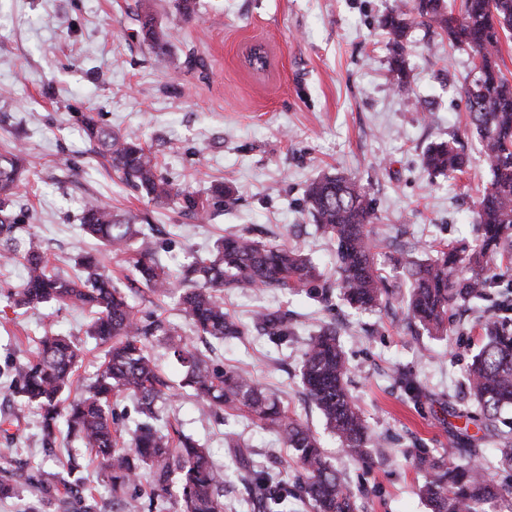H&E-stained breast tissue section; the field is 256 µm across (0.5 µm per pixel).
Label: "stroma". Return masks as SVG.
<instances>
[{
  "label": "stroma",
  "instance_id": "obj_1",
  "mask_svg": "<svg viewBox=\"0 0 512 512\" xmlns=\"http://www.w3.org/2000/svg\"><path fill=\"white\" fill-rule=\"evenodd\" d=\"M139 0H0V89L13 98L0 110V153L16 144L27 149L31 170L13 198L22 229L17 245L38 234L56 272L74 275L77 259L102 256L113 282L136 311H154L180 322L177 293L159 297L134 284L133 269L85 235L80 209L88 196L121 213L145 218L170 270L206 254L220 237L246 232L300 246L325 274L333 272V247L317 234L304 204L307 184L325 173L352 178L373 199L379 236L390 247L376 251L392 268L400 246L415 245L420 257L442 244L472 242L478 188L490 178L477 137L466 131L464 79L470 48L439 43L407 58L410 83L397 90L389 71L387 38L380 22L393 0H199L197 17L178 23L170 0H150L166 35V54L152 52L133 34ZM262 47L264 70L247 61ZM197 61L185 68L186 58ZM425 100L421 119L416 100ZM97 113L113 131L139 135L158 157L161 171L206 199L214 185L234 194L205 220L179 207L149 202L122 183L89 152L78 113ZM459 137L469 158L462 174L430 175L420 155L433 141ZM25 272L0 261V418L12 416L14 461L30 470L79 466L91 479L100 505L110 507L109 483L77 442L46 451L37 412L10 394L12 366L28 354L34 337L47 330L84 349L81 383L94 377L102 355L86 336L88 312L72 305L17 308L13 300ZM224 308L246 323L267 311L280 312L293 334L276 345L258 332L207 347L211 363L248 368L257 382L323 441L333 465L362 491L364 512H428L417 494L424 479L408 448L433 453L451 445L449 426L475 425L452 418L442 398L471 407L466 366L482 344L472 311L448 313L454 339L414 334L400 310L358 311L340 297L331 303L319 291L225 293ZM333 324L351 372L355 396L377 438L373 462L344 457L337 440L310 405L298 377L307 341L321 324ZM150 351L174 396L159 400L162 423H170L207 448L217 465L229 463L227 439L240 441L257 462L268 454L287 459L275 432L224 411L202 416L189 390L179 388L181 366L162 338ZM405 371L425 386L428 400L411 401L395 382Z\"/></svg>",
  "mask_w": 512,
  "mask_h": 512
}]
</instances>
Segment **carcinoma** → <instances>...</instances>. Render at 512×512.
<instances>
[{
  "label": "carcinoma",
  "mask_w": 512,
  "mask_h": 512,
  "mask_svg": "<svg viewBox=\"0 0 512 512\" xmlns=\"http://www.w3.org/2000/svg\"><path fill=\"white\" fill-rule=\"evenodd\" d=\"M172 7L174 20L188 22L196 15L197 0H172ZM135 21L136 35L157 53H164L166 41L154 14L141 8ZM416 25L448 35L453 45L471 48L479 60L482 83L468 77L462 86L466 126L475 130L490 172L476 201L474 242L445 244L426 259L412 248L397 250L394 265L402 269L409 288L404 297L374 262L380 240L373 224L379 218L372 200L355 181L323 175L307 186L305 203L320 235L336 244V279L324 292L334 288L348 304L364 310L387 308L399 299L406 307L407 324L443 338L452 333L450 307L480 306L491 289L512 275V80L499 64L501 39L512 33V0H462L456 14L448 9L447 0H408L389 11L382 27L389 36L390 66L399 88L409 83L406 56L413 50L409 34ZM78 121L92 152L127 186L150 202H172L185 212L206 217L209 203L176 187L138 136L120 135L91 113L79 114ZM24 162L21 148L0 154V257L19 260L26 270L15 305L36 308L56 302L86 307L90 317L86 333L104 347L94 381L71 401L67 396L81 349L69 338L45 335L29 356L13 366L12 393L41 412L44 443L54 444L59 423H64L67 436L94 455L118 512H142L175 483L181 512H226L224 471L191 436L158 425L156 402L168 395L171 386L148 353L147 343L161 336L183 367L181 386L192 391L200 412L210 414L222 408L243 415L273 429L289 449L295 467L291 486L284 471L256 464L249 449L236 440L228 444L241 480L250 486V500L257 512H297L306 506L313 512H358L355 495L329 463L318 438L288 416L250 372L210 365L175 325L151 315L138 317L96 256H81V275L71 277L49 269L42 242L33 234L22 255L8 248L19 229L12 197L27 172ZM466 163L467 156L453 139L435 141L421 154L422 167L435 176L461 172ZM81 226L113 255L124 257L152 293L165 295L183 286L178 301L183 317L197 334L219 343L246 333V325L224 311L222 292L304 290L321 278L316 264L299 247L263 242L244 233L218 239L207 256L194 258L172 275L162 269L152 237L96 198L84 202ZM498 296L500 301L475 322L482 345L472 356L466 385L478 413L450 410L453 417L479 422L484 435L474 439L454 432L460 447L438 456L418 448L404 451L425 472L418 492L429 512H489L506 494L478 468L487 459L481 448L486 441L498 445L503 462L512 463V421L501 420L502 411L512 408V317L498 314L512 306V289ZM261 323L269 340L288 341L291 329L281 316L264 314ZM300 374L307 397L338 436L346 455L353 461L368 460L376 438L347 390L349 368L336 328L324 325L310 336ZM397 382L410 399L417 402L425 396L412 376L400 373ZM124 395L134 398L139 415L130 443L112 409V403ZM72 474V466L65 477L58 472L17 474L1 467L0 499L13 498L19 487L29 486L43 495H54L58 512H101L96 497L84 493L87 477Z\"/></svg>",
  "instance_id": "obj_1"
}]
</instances>
